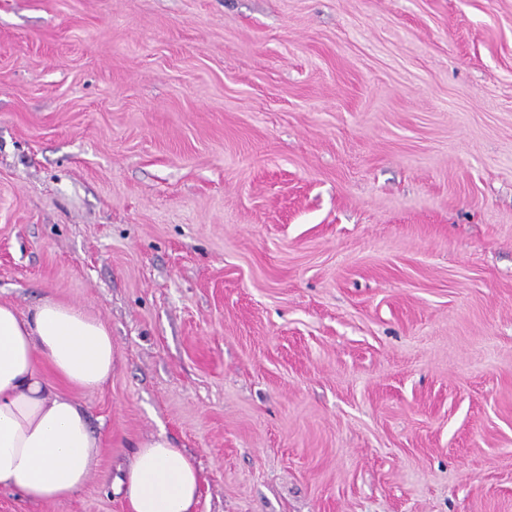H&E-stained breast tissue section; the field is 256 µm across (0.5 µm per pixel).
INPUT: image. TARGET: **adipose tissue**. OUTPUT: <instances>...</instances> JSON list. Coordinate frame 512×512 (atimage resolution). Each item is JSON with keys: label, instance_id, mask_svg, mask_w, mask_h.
Returning <instances> with one entry per match:
<instances>
[{"label": "adipose tissue", "instance_id": "obj_1", "mask_svg": "<svg viewBox=\"0 0 512 512\" xmlns=\"http://www.w3.org/2000/svg\"><path fill=\"white\" fill-rule=\"evenodd\" d=\"M112 334L76 306L46 299L29 313L0 301V489L47 502L75 494L88 481L100 442L72 388L96 392L112 374ZM128 512H194V462L163 437L139 446L117 481Z\"/></svg>", "mask_w": 512, "mask_h": 512}]
</instances>
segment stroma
<instances>
[{
  "mask_svg": "<svg viewBox=\"0 0 512 512\" xmlns=\"http://www.w3.org/2000/svg\"><path fill=\"white\" fill-rule=\"evenodd\" d=\"M112 333L101 446L194 512H512V0H0V299ZM113 489L128 512H194L198 471L189 456L159 436L139 446Z\"/></svg>",
  "mask_w": 512,
  "mask_h": 512,
  "instance_id": "obj_1",
  "label": "stroma"
}]
</instances>
